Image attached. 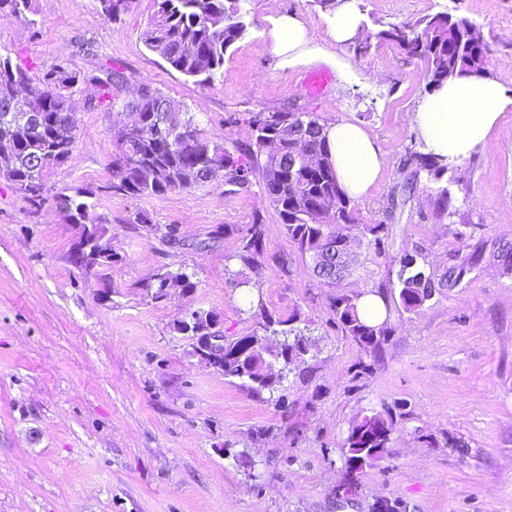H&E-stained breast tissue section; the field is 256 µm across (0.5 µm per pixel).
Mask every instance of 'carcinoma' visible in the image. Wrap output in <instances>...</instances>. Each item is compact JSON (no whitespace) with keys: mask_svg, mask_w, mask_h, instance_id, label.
<instances>
[{"mask_svg":"<svg viewBox=\"0 0 512 512\" xmlns=\"http://www.w3.org/2000/svg\"><path fill=\"white\" fill-rule=\"evenodd\" d=\"M156 10L149 19L141 39L146 47L162 57L174 70L199 84H211L224 77V54L242 40L246 24L242 20L240 0H155ZM102 13L117 21L128 12L134 0H100ZM9 12L20 21L33 25L32 0H0V12ZM397 44L409 56L424 61L430 75L429 85L439 87L457 75L485 76L484 39L459 43L438 15L427 16L413 24L394 25L377 31H364L363 41L355 48L368 55L380 45ZM121 71L112 67L77 70L66 61L44 72L37 83H30L24 69L13 63L9 53L0 52V138L10 136L16 150L37 159V168L0 169V177L13 190L33 205L47 200V180L70 158L77 144L76 129L64 133L61 123L74 111L75 93L83 86L97 91L96 101L112 106L114 91L123 84ZM34 92L41 103V132L27 138L13 131L12 119L3 101L18 86ZM182 111V105L157 89L144 86L135 97L122 104L126 121L112 152V177L98 187L107 194L134 199L161 198L169 193L207 187L213 183L244 189L250 176L259 174L263 193L278 212L288 236L303 251L320 249L338 238H345L359 226L352 200L340 188L336 172L329 161V149L323 135L324 125L305 112H254L248 119L252 148L236 154L224 141L210 137L189 116L182 125L170 124L171 114ZM303 128L308 147L317 155L315 167L288 168L289 144L282 137L284 128ZM419 169L438 179L448 172V161L431 152L411 154ZM92 193L81 188L74 195L60 197L70 212L72 223L80 232L93 235L89 258L74 260L82 271L84 282L106 280L105 271L112 268L118 253L112 250L105 220L95 214ZM263 225L254 224L235 255L242 266L252 269L263 255ZM398 298L409 312L418 310L436 291L432 274L406 253L400 260ZM316 278L334 284L345 268L329 262L313 268ZM197 284L181 271L157 274L155 282L146 286L152 299L160 300L170 288L191 293ZM356 294H339L331 298L336 325L346 337L364 350H377L390 334L387 323L378 326L365 323L358 314ZM298 321L267 316L264 338L253 334L224 343V376L245 379L253 392L276 390L277 380L266 371V357L296 362L304 354V337L290 327ZM280 329H275V326ZM390 409L355 418L344 440L345 468L351 481L377 466L383 455L375 452L385 447L381 432L393 430Z\"/></svg>","mask_w":512,"mask_h":512,"instance_id":"obj_1","label":"carcinoma"}]
</instances>
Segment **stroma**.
<instances>
[{"label": "stroma", "instance_id": "stroma-1", "mask_svg": "<svg viewBox=\"0 0 512 512\" xmlns=\"http://www.w3.org/2000/svg\"><path fill=\"white\" fill-rule=\"evenodd\" d=\"M36 25L0 14V49L38 77L56 61L112 65L131 98L147 85L178 100L226 147L248 144L253 112H308L321 124L361 125L379 148L380 179L355 199L348 274L331 287L288 236L259 182L132 199L99 193L110 176L124 115L75 94L78 142L33 207L0 179V512H370L378 499L406 512H512V107L441 179L417 171L422 151L412 116L430 93L423 61L396 44L355 54L324 33L334 11L319 0H242L245 37L208 86L149 51L141 32L154 0H135L108 21L99 0H34ZM360 23L378 30L448 13L478 26L486 68L512 96V0H357ZM294 13L322 39L334 64L286 66L273 53L269 19ZM95 191L120 259L109 287L80 284L77 232L59 197ZM176 228L170 247L136 212ZM264 258L251 283L233 287L234 256L253 224ZM387 225L383 250L366 227ZM223 237L208 240L215 226ZM206 248H198L200 240ZM417 255L435 278L475 258L461 283L438 288L415 312L398 299L399 259ZM182 271L197 287L152 300L145 286ZM373 291L388 306L391 334L370 352L343 336L329 299ZM217 314L232 341L263 331V316L299 313L307 351L275 364V393L202 362L175 324L191 310ZM370 372L357 376L359 366ZM396 407L392 444L360 475L349 499L342 444L358 416Z\"/></svg>", "mask_w": 512, "mask_h": 512}]
</instances>
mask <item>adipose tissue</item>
<instances>
[{"mask_svg": "<svg viewBox=\"0 0 512 512\" xmlns=\"http://www.w3.org/2000/svg\"><path fill=\"white\" fill-rule=\"evenodd\" d=\"M272 51L291 66L324 59L306 21L295 14L271 18ZM499 82L489 77L455 76L433 91L416 111L414 123L428 151L451 161L466 158L495 128L508 105ZM330 159L341 189L352 198L366 194L379 179L383 159L357 124L326 126Z\"/></svg>", "mask_w": 512, "mask_h": 512, "instance_id": "1", "label": "adipose tissue"}]
</instances>
